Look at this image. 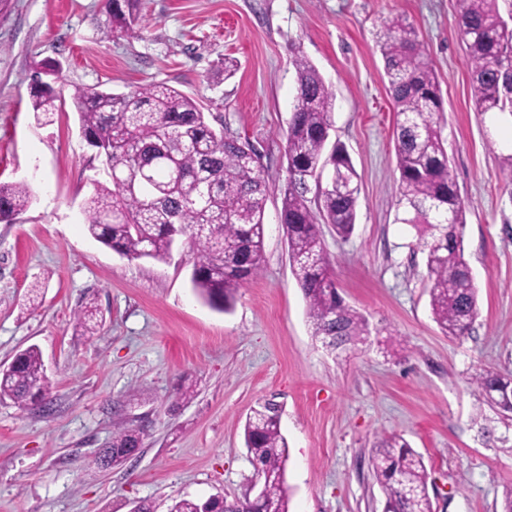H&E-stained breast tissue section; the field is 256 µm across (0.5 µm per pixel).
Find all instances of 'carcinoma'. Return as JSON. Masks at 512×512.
<instances>
[{"label":"carcinoma","mask_w":512,"mask_h":512,"mask_svg":"<svg viewBox=\"0 0 512 512\" xmlns=\"http://www.w3.org/2000/svg\"><path fill=\"white\" fill-rule=\"evenodd\" d=\"M458 22L470 59L474 106L479 112H512L505 95V64L512 61V24L499 0H456ZM103 34L133 29L140 21L139 0H109ZM388 91L393 100L395 156L400 202L426 255L434 321L450 338L468 335L479 314L478 295L465 259V207L451 174L442 137L443 102L426 49L412 24L393 19L377 37ZM297 88L287 134L290 177L283 191L281 224L293 275L307 302L314 335L328 348L365 342L366 318L345 303L336 289L320 225L342 238L357 221L358 174L345 146L328 145L333 94L316 66L294 54ZM82 134L103 158L109 183L93 182L84 206L87 232L129 260L165 261L174 245H188L191 282L200 299L228 312L239 288L261 269L267 187L250 144L215 131L195 100L164 83L135 87L126 94L76 87L72 95ZM52 83L37 81L32 111L51 122L58 110ZM330 168L337 183L317 193L310 206L305 184ZM31 202L23 183H0V222L9 223ZM77 324L97 331V310L75 314ZM474 383L489 405L497 391L512 386V375L480 372ZM52 385L35 345L16 352L9 372L0 375V398L21 407L51 403ZM255 466L273 474L264 489L265 512H289L286 483L288 444L280 420L267 404L255 408L244 426ZM143 431L123 428L102 453L111 467L131 458ZM371 471L387 512H433L422 456L402 436L381 437L370 450ZM244 502L220 497L179 499L170 512H242Z\"/></svg>","instance_id":"1"}]
</instances>
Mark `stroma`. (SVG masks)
<instances>
[{"label": "stroma", "mask_w": 512, "mask_h": 512, "mask_svg": "<svg viewBox=\"0 0 512 512\" xmlns=\"http://www.w3.org/2000/svg\"><path fill=\"white\" fill-rule=\"evenodd\" d=\"M135 32L104 37L105 0H0V181L26 184L29 207L0 223V365L38 346L53 384L47 409L0 400V512H130L147 499L255 491L244 424L260 400L283 405L290 512H382L369 468L380 436L420 453L433 512H500L512 488V419L471 383L512 373V116L473 105L456 0H143ZM406 17L443 100L449 166L465 206V257L479 291L469 335L445 336L430 306L426 259L397 190L395 114L376 42ZM333 93L331 141L360 177L346 239L321 227L345 301L367 343L330 350L314 336L280 224L293 50ZM237 69L225 76V59ZM57 66L60 108L31 109L40 67ZM163 82L196 100L216 131L250 142L268 189L259 275L232 312L192 290L187 247L129 260L87 232L83 203L106 181L71 94ZM98 308L95 335L74 313ZM192 387L190 400L177 397ZM140 428L120 468L96 456L114 431Z\"/></svg>", "instance_id": "1"}]
</instances>
